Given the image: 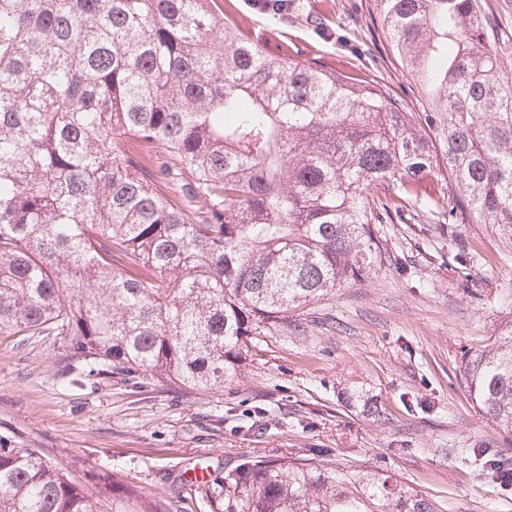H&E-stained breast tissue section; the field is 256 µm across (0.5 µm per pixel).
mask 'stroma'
<instances>
[{"instance_id": "35a3bbf8", "label": "stroma", "mask_w": 512, "mask_h": 512, "mask_svg": "<svg viewBox=\"0 0 512 512\" xmlns=\"http://www.w3.org/2000/svg\"><path fill=\"white\" fill-rule=\"evenodd\" d=\"M217 5L266 52L294 49L386 83L421 111V89L375 37L376 0H289L281 14L255 0ZM372 235L365 280L254 337L243 379L221 388L96 373L67 359L60 336L0 337V438L63 456L78 474L96 459L169 512H217L226 475L266 456L384 474L439 512H512V484L460 455L480 444L512 456V438L458 377L463 352L512 319V241L488 224L451 229L423 215ZM354 390L382 417L348 407Z\"/></svg>"}]
</instances>
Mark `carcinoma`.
Listing matches in <instances>:
<instances>
[{
  "instance_id": "1",
  "label": "carcinoma",
  "mask_w": 512,
  "mask_h": 512,
  "mask_svg": "<svg viewBox=\"0 0 512 512\" xmlns=\"http://www.w3.org/2000/svg\"><path fill=\"white\" fill-rule=\"evenodd\" d=\"M377 2L425 112L267 53L213 0H0V336L53 333L93 371L212 390L242 379L252 337L365 276L370 225L418 208L512 240V65L494 19L482 0ZM459 376L511 436L512 324ZM85 475L96 491L0 438V512H167L116 495L93 459ZM225 481L227 512H437L388 476L353 489L278 457Z\"/></svg>"
}]
</instances>
